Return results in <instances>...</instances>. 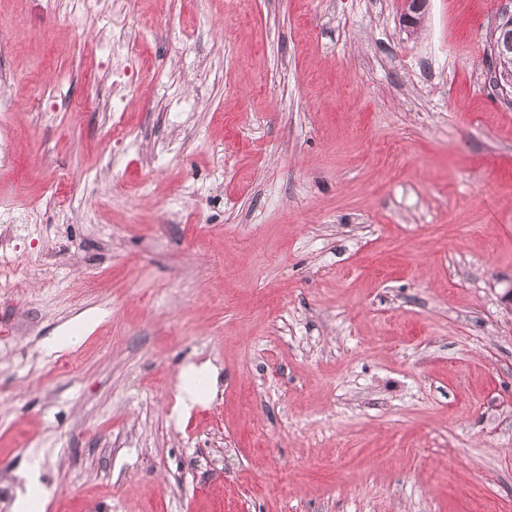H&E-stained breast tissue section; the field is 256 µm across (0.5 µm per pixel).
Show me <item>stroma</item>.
Wrapping results in <instances>:
<instances>
[{"label":"stroma","instance_id":"1","mask_svg":"<svg viewBox=\"0 0 512 512\" xmlns=\"http://www.w3.org/2000/svg\"><path fill=\"white\" fill-rule=\"evenodd\" d=\"M505 10L0 0V512H512ZM121 23H123L122 26H125L123 48L121 49L122 52H116L115 48H112V61L116 65L117 73H125L127 68V65L123 64L126 59L125 54L128 56L129 52L132 53V50L137 42L139 28H142L138 21L135 23V21H126L125 18H123Z\"/></svg>","mask_w":512,"mask_h":512}]
</instances>
